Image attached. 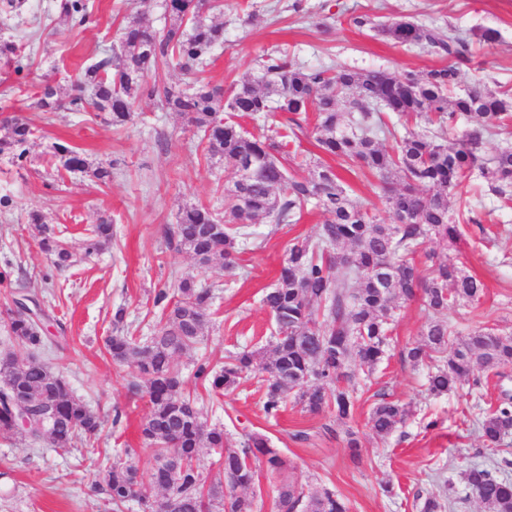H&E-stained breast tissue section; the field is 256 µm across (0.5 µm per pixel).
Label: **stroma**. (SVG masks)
Returning a JSON list of instances; mask_svg holds the SVG:
<instances>
[{"label": "stroma", "instance_id": "35a3bbf8", "mask_svg": "<svg viewBox=\"0 0 512 512\" xmlns=\"http://www.w3.org/2000/svg\"><path fill=\"white\" fill-rule=\"evenodd\" d=\"M0 0V35L13 38L27 58L23 73L0 62V118L18 116L33 130L23 165L0 156V196L12 204L0 210V352L22 353L11 336L6 309L10 293L37 295L52 319L62 324L66 349L48 344L39 349L69 381L76 396L97 413L102 429L91 441L62 450L32 443L23 434L0 437V512H112L106 494L94 482L121 449L135 451L141 476H148L152 452L141 436L149 412L145 396L130 385L138 379L131 366L115 365L104 350L116 311L123 327L143 338L159 328L161 310L153 304L158 289L190 277L213 288L215 300L201 340L179 358L185 388L198 393L202 415L220 425L229 444L244 433L265 435L289 463L272 473L264 460L253 463L256 480L248 489L256 512H274L277 487L294 482L305 489L332 490L350 512H421L427 497H437L442 512H484L468 489L464 473L473 466H499L512 481V434L501 445L484 446L475 419L512 391V367L481 373L479 386L465 383L440 397L426 391V367L400 357L401 349L419 341L429 316L421 301L398 308L391 327L392 355L373 369H361L353 414L338 423L334 412H306L288 399L280 415L263 411L264 390L246 377L230 392L215 393L196 380L198 361L223 363L239 352L266 351L274 321L262 298L278 277L289 244L316 238L325 213L314 209L296 224H274L257 218L255 244L238 257L234 273L220 263L199 266L170 241L167 231L186 207L206 206L223 213L224 164L205 155L196 129L187 118L141 98L131 122L112 126L106 114L44 112L36 100L45 78L67 82L93 57L111 53L117 31L132 17L162 28L169 18L163 0H88L92 22L77 24L64 17L56 0H26L21 13L7 12ZM215 12L224 24V45L200 77L228 87L253 79L263 52L284 50L302 66L354 70L385 69L397 74L444 65V58L414 46L403 47L381 35L376 23L408 18L467 36L483 28L500 33L490 47L475 45L476 58L461 86L480 84L512 92V0H223ZM355 16L369 17L356 27ZM78 148L85 172H67L52 153L54 143ZM108 168L106 181L92 177ZM459 194L471 204L473 222L461 224L456 244L429 241L436 258L454 257L459 267L480 277L486 295L469 314L449 310L446 319L460 333L487 325L512 337V208L500 206L479 182L464 184ZM44 217L43 230L28 221ZM112 221L113 236L103 249L84 255L83 241L100 219ZM62 233L76 254L73 266L54 268L39 248L41 232ZM410 406L411 416L388 440L368 425L380 398ZM437 420L428 428L429 420ZM357 433L362 448L352 460L346 431Z\"/></svg>", "mask_w": 512, "mask_h": 512}]
</instances>
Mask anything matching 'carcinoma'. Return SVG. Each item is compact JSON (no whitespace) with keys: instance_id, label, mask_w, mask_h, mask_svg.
Returning a JSON list of instances; mask_svg holds the SVG:
<instances>
[{"instance_id":"cac0c4a2","label":"carcinoma","mask_w":512,"mask_h":512,"mask_svg":"<svg viewBox=\"0 0 512 512\" xmlns=\"http://www.w3.org/2000/svg\"><path fill=\"white\" fill-rule=\"evenodd\" d=\"M220 4L165 0L168 25L156 30L129 20L119 33L117 51L70 78L65 92L59 85L45 84L37 101L45 112L63 107L103 112L112 125L123 126L132 120L139 98H158L202 132L203 151L231 171L224 182V219L217 220L207 207H187L169 230L202 267L221 259L225 269H232L241 249L251 243L250 224L259 215L274 224H296L310 204L328 215L316 240L288 246L275 287L263 295L275 324L268 358L259 362L256 352L243 351L219 370L203 359L196 365L195 379L215 392H228L252 374L265 387L266 416H277L293 393L306 411L318 414L329 408L342 422L356 403L355 366L372 368L389 357V325L395 311L416 299L423 301L430 320L424 340L405 346L400 356L419 366L432 354L440 355L427 374L431 395L446 394L470 380L476 384L480 371L512 365V337L492 327L479 325L452 338L454 330L441 315L479 303L485 284L461 270L453 258L436 261L424 249L428 240L454 244L460 238V221L470 204L463 201L452 213L448 197L473 174L502 206L512 203V149L505 147L487 160L479 154L485 138L512 127V95L479 85L458 92L463 67L470 63L469 41L400 18L380 25V33L396 44L446 56L448 64L399 75L384 69L308 70L278 51L260 55L256 80L235 85L228 93L199 81L168 86L150 80L161 66L190 72L208 65L224 45V25L210 18ZM60 10L80 25L89 20L85 0H61ZM310 111L316 118L317 147L338 166L313 160L310 174L298 177L288 170L286 148ZM236 113L262 121L266 133L244 135L231 120ZM279 113L289 114L287 123L275 121ZM465 117L476 123L448 145L445 132ZM0 131V155L6 152L16 163L26 159L30 125L6 116ZM382 137L392 138L393 146H381ZM54 153L69 172L87 169L82 153L71 147L57 144ZM243 168L250 176L235 181ZM341 168L378 178V198L393 223L380 222L372 209L351 199ZM111 239L112 224L103 220L87 236L86 253L100 250ZM342 245L348 250L338 263ZM40 247L56 269L71 266L72 254L59 236L42 237ZM421 256L434 261L427 279L420 271ZM213 300V289L184 278L155 292L154 305L162 307L163 318L154 336L140 339L118 330L105 340L112 361L135 366L145 380L150 412L141 434L154 460L146 484L131 461V448L124 449L126 459L105 470L102 486L113 512H123L132 501L145 503L151 492L161 493L171 484L179 494L174 512H254V499L242 494L255 481L252 459H265L273 470L286 465L262 435L245 434L241 448L227 445L224 428L203 421L199 398L185 392L178 357L199 341ZM23 301L37 306L34 296L21 294L7 308L11 336L28 353L9 352L0 359V434L16 432L17 405L24 403L28 438L51 448H71L96 436L101 421L74 396L62 374L34 355L48 337L43 326L21 311ZM409 413L407 405L382 398L372 406L368 423L385 440L405 424ZM478 431L488 447L512 432L511 396L485 410ZM203 448L222 451L223 479L208 483L203 478ZM465 481L487 512H512V482L498 477L494 469L473 467L465 472ZM275 506L277 512H348L332 491L306 492L291 483L277 488Z\"/></svg>"}]
</instances>
